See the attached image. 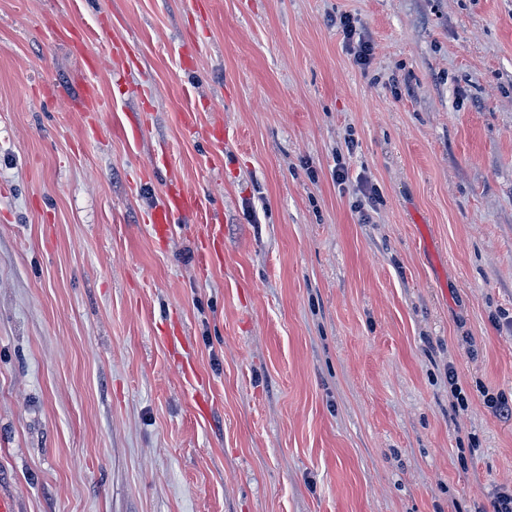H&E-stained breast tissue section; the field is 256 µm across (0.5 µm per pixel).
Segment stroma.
<instances>
[{
	"label": "stroma",
	"mask_w": 512,
	"mask_h": 512,
	"mask_svg": "<svg viewBox=\"0 0 512 512\" xmlns=\"http://www.w3.org/2000/svg\"><path fill=\"white\" fill-rule=\"evenodd\" d=\"M106 14L121 88L69 45ZM172 181L222 221L207 270L199 215L150 231ZM488 392L512 399V0H0L21 512H492Z\"/></svg>",
	"instance_id": "stroma-1"
}]
</instances>
